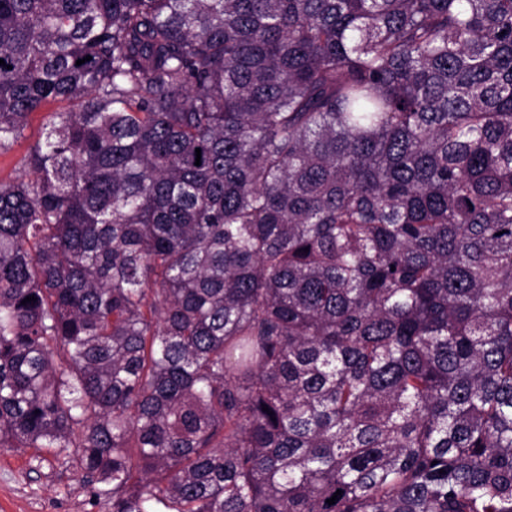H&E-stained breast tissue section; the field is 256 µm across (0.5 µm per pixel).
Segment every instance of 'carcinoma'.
<instances>
[{"instance_id": "1", "label": "carcinoma", "mask_w": 512, "mask_h": 512, "mask_svg": "<svg viewBox=\"0 0 512 512\" xmlns=\"http://www.w3.org/2000/svg\"><path fill=\"white\" fill-rule=\"evenodd\" d=\"M0 59L1 154L69 104L0 183V448L512 512V0H0ZM68 108L66 103H47L40 112H35L25 131V139L8 151L0 154V183H7L18 178L25 172V162L31 148L42 138L45 118L50 112L63 111Z\"/></svg>"}]
</instances>
